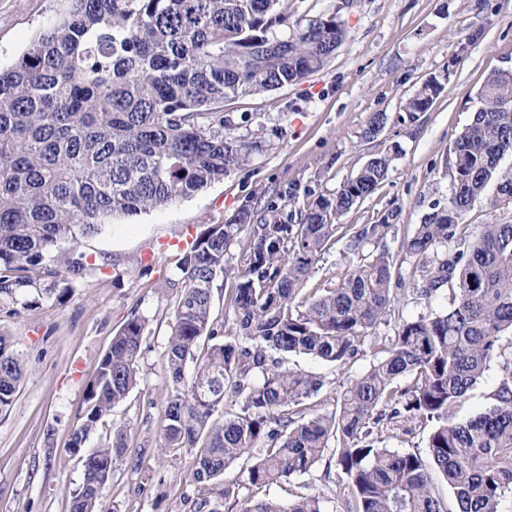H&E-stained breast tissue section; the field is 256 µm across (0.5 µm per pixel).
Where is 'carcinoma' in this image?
I'll list each match as a JSON object with an SVG mask.
<instances>
[{"label":"carcinoma","instance_id":"carcinoma-1","mask_svg":"<svg viewBox=\"0 0 512 512\" xmlns=\"http://www.w3.org/2000/svg\"><path fill=\"white\" fill-rule=\"evenodd\" d=\"M292 30L279 37L276 30ZM334 14L294 17L283 0H71L67 14L0 68V304L61 300V280L92 269L80 239L116 217L191 197L248 164L252 142L231 133L224 101L301 82L320 71L347 38ZM450 70L428 77L406 99L409 117L427 111ZM449 159L452 189L431 204L399 251L387 236L391 209L374 224L339 218L388 176L397 146L369 157L336 192L300 211L296 224H267L241 207L210 224L181 253L183 290L162 365L169 383L160 449L195 453L190 512H326L317 494L284 505L238 498L224 470L249 461L246 483L268 486L310 472L332 451L341 512H501L512 493V222L469 231L464 218L483 201L512 210V69L490 74ZM384 112L363 136L379 135ZM252 235L238 263L231 248ZM357 257L347 274L309 288L333 237ZM224 278L227 318L211 315L213 283ZM448 287V305L390 325L400 297L427 301ZM143 324L133 314L113 337L87 384V408L69 451L83 453L84 480L70 512H103V489L127 455L122 430L112 445L84 450L100 419L138 382ZM368 370L320 413L323 381L284 366L283 355H311L347 366L365 342ZM500 379L491 404L474 416L456 408L491 363ZM23 364L0 331V413L11 407ZM408 379L403 387L399 380ZM432 423V465L383 446L384 428ZM453 495L435 492L433 473Z\"/></svg>","mask_w":512,"mask_h":512}]
</instances>
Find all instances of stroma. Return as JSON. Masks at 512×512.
<instances>
[{"label": "stroma", "mask_w": 512, "mask_h": 512, "mask_svg": "<svg viewBox=\"0 0 512 512\" xmlns=\"http://www.w3.org/2000/svg\"><path fill=\"white\" fill-rule=\"evenodd\" d=\"M67 0H0V66L14 63L45 25L65 12ZM291 14L312 20L338 15L348 37L323 69L264 95L226 101L235 132L251 141L250 163L192 197L132 218H117L78 249L103 267L67 278L62 301L29 307L0 305V331L9 334L24 361L13 405L0 413V512H70L83 482L81 455L69 452L71 434L86 410V387L112 338L130 314L143 320L139 384L86 442L94 448L123 430L131 456L107 482L106 512H188L194 454H160L167 379L162 356L174 320L182 274L177 247L164 239L223 223L240 207L277 197L276 220L320 195L336 192L369 155L399 145L388 178L340 219L372 224L397 209L388 236L397 247L410 236L432 201H447L452 188L445 158L467 124L476 94L494 71L512 68V0H288ZM475 40L459 52L461 36ZM449 71L433 105L415 118L400 107L425 78ZM387 113L378 137L361 136L369 113ZM373 361L365 349L337 369L305 356L288 364L319 377L316 400L332 411L336 395ZM326 461L308 474L253 487L249 496L288 500L316 493L336 508L335 481Z\"/></svg>", "instance_id": "obj_1"}]
</instances>
